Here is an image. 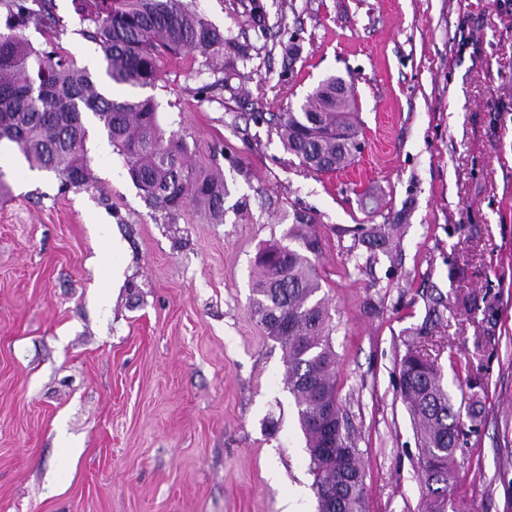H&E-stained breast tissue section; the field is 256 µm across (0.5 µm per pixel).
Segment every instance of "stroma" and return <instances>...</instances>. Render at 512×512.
Returning <instances> with one entry per match:
<instances>
[{
	"label": "stroma",
	"mask_w": 512,
	"mask_h": 512,
	"mask_svg": "<svg viewBox=\"0 0 512 512\" xmlns=\"http://www.w3.org/2000/svg\"><path fill=\"white\" fill-rule=\"evenodd\" d=\"M183 2L252 58L229 92L201 96L214 76L183 55L139 94L193 168L220 170L223 223L149 207L97 126L85 189L0 144V512H317L285 354L249 304L260 250L301 248L298 211L321 239L368 512L422 508L399 392L415 348L456 401L482 402L449 482L456 512H512V0H262L267 39L250 0ZM54 4L59 44L101 72L76 0ZM292 36L290 63L276 43ZM332 75L356 101L361 149L324 174L252 104L285 111ZM369 224L396 225L387 252L369 255Z\"/></svg>",
	"instance_id": "stroma-1"
}]
</instances>
